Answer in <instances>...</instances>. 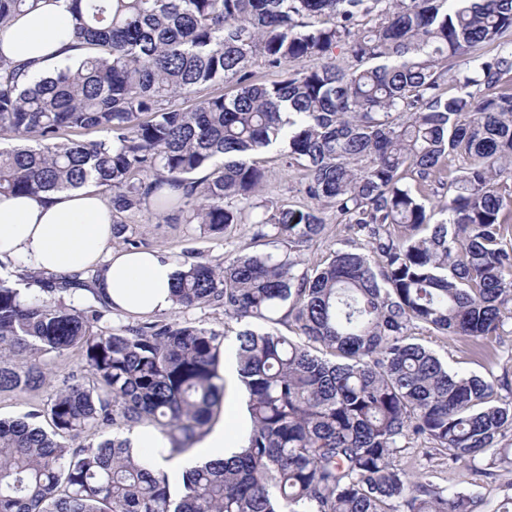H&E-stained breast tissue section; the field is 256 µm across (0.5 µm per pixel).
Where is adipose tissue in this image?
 <instances>
[{
    "label": "adipose tissue",
    "mask_w": 512,
    "mask_h": 512,
    "mask_svg": "<svg viewBox=\"0 0 512 512\" xmlns=\"http://www.w3.org/2000/svg\"><path fill=\"white\" fill-rule=\"evenodd\" d=\"M72 41L64 0H37L34 8L0 31V56L29 63L27 80L33 83L54 65L78 57ZM0 261L19 262L30 270L58 277L98 270V293L111 308L132 316L173 306L175 263L157 249L113 248L112 208L92 186L38 195H1ZM240 435L237 424L216 422L194 454L182 460V468L233 456Z\"/></svg>",
    "instance_id": "adipose-tissue-1"
}]
</instances>
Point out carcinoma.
Here are the masks:
<instances>
[{"mask_svg":"<svg viewBox=\"0 0 512 512\" xmlns=\"http://www.w3.org/2000/svg\"><path fill=\"white\" fill-rule=\"evenodd\" d=\"M67 2L76 65L25 84L26 64L0 58V140L42 141L0 149V195L93 184L126 244L123 217L153 207L215 237L249 224L253 242L286 252L175 274V308L244 322L232 347L251 421L231 459L179 476L120 435L151 426L166 459L190 452L221 412L227 333L177 319L114 328L92 273L22 272L27 294L0 278V392L45 385L72 348L85 361L45 411L0 418V512H512V479L491 506L400 464L420 441L450 465L512 474L508 382L451 371L412 341L459 336L489 358L487 340L512 325V49L477 55L512 33V0ZM32 5L0 0V29ZM338 45L353 67L331 62ZM311 57L319 68H288ZM258 60L284 78L255 81ZM223 82L236 93L209 92ZM67 128L103 136L63 142ZM274 146L322 207L261 195L255 155ZM435 196L446 218L434 224ZM325 208L353 238L300 271ZM105 427L112 438L66 443Z\"/></svg>","mask_w":512,"mask_h":512,"instance_id":"1","label":"carcinoma"}]
</instances>
